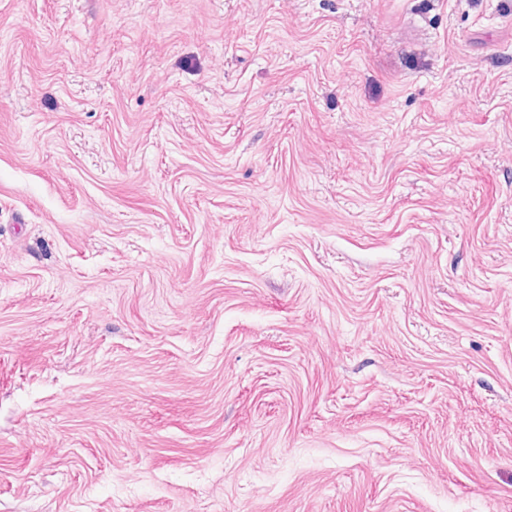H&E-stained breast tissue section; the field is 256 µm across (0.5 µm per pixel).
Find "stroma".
<instances>
[{
	"label": "stroma",
	"instance_id": "35a3bbf8",
	"mask_svg": "<svg viewBox=\"0 0 512 512\" xmlns=\"http://www.w3.org/2000/svg\"><path fill=\"white\" fill-rule=\"evenodd\" d=\"M0 512H512V0H0Z\"/></svg>",
	"mask_w": 512,
	"mask_h": 512
}]
</instances>
